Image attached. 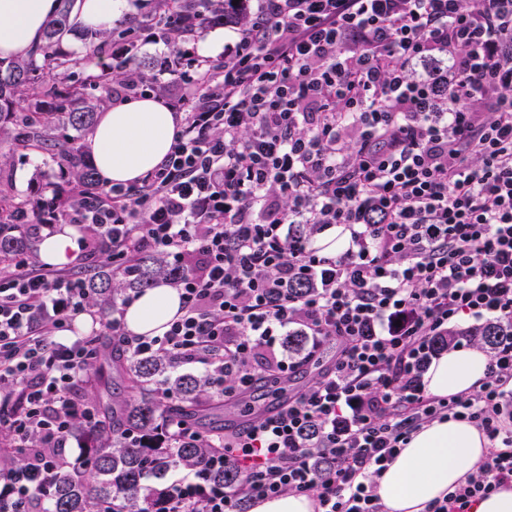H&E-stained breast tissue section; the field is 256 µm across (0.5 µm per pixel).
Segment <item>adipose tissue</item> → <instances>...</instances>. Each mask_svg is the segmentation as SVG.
Instances as JSON below:
<instances>
[{"instance_id": "ef3b65f1", "label": "adipose tissue", "mask_w": 512, "mask_h": 512, "mask_svg": "<svg viewBox=\"0 0 512 512\" xmlns=\"http://www.w3.org/2000/svg\"><path fill=\"white\" fill-rule=\"evenodd\" d=\"M128 0H74L70 23L77 29L103 30L127 11ZM58 0H0V58L22 59L43 41L46 22ZM180 117L163 100L121 99L97 118L86 141L96 172L105 184H137L166 159ZM179 292L161 284L145 290L124 312L127 330L153 337L181 313ZM488 359L477 349H455L433 359L424 376L433 396L479 389ZM488 441L475 426L457 420L435 421L415 431L405 448L377 477L386 512H426L485 462Z\"/></svg>"}]
</instances>
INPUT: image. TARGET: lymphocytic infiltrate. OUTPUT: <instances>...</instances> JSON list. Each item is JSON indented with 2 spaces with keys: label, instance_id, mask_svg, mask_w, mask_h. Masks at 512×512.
I'll use <instances>...</instances> for the list:
<instances>
[{
  "label": "lymphocytic infiltrate",
  "instance_id": "1",
  "mask_svg": "<svg viewBox=\"0 0 512 512\" xmlns=\"http://www.w3.org/2000/svg\"><path fill=\"white\" fill-rule=\"evenodd\" d=\"M195 18L170 12L112 37L126 62L113 97L154 90L132 60ZM512 0H254L223 55L178 49L159 76L182 114L166 162L135 185L69 193L29 211L26 233L75 226L86 259L132 274L167 258L182 314L162 336L105 333L131 353L200 367L239 398L298 367L280 350L308 336L307 361L336 354L288 403L225 439L201 466L148 497L149 512H238L306 495L318 512H385L370 473L435 420H462L488 459L428 512H470L512 482V335L474 392L427 394L437 337L462 318L512 328ZM336 229L345 246L316 245ZM84 277L22 255L0 278V427L25 458L0 470V512H44L75 419L89 340L59 341L94 315ZM236 480L218 484L215 470Z\"/></svg>",
  "mask_w": 512,
  "mask_h": 512
}]
</instances>
